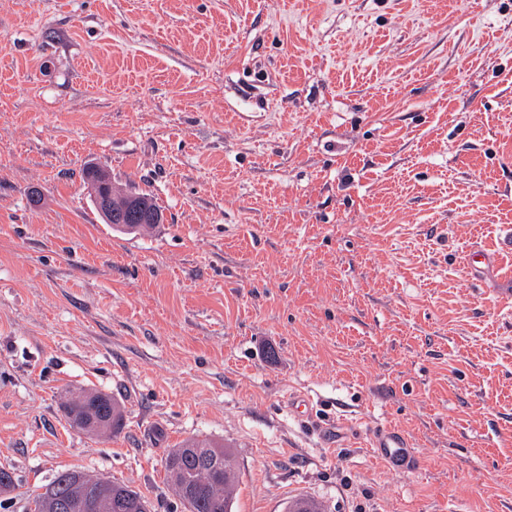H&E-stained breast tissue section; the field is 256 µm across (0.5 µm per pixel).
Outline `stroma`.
<instances>
[{
    "label": "stroma",
    "mask_w": 512,
    "mask_h": 512,
    "mask_svg": "<svg viewBox=\"0 0 512 512\" xmlns=\"http://www.w3.org/2000/svg\"><path fill=\"white\" fill-rule=\"evenodd\" d=\"M194 436L236 512H512V0H0V512L66 469L183 512ZM92 192V200L97 208V210L102 215H111L112 211V222H108L105 220L107 224H112L113 230H118L114 224H120L121 219L125 224H128L126 220V213L123 211L124 199L127 194H133L136 196L138 204L152 212V214L156 218V222L154 224H148L151 221V218L144 214L140 207L136 208V214L134 215L133 220L135 226H142L139 230L134 232H126V233H139L142 231H147L153 229L156 224H163L164 214L163 210L156 203L154 197L143 191H128V192H119L114 188V196L112 198V179L111 175L108 171L103 172L102 175H98V178L94 182H92L91 187ZM123 232V231H120ZM63 410L71 428L92 437L117 435L125 424L123 406L96 389L72 393L63 403ZM372 447L393 466L407 468L416 465V455L409 438L394 427H384L373 437ZM217 459L222 468L211 464ZM165 471L180 504L188 512H234L237 469L231 452L209 438H190L172 448Z\"/></svg>",
    "instance_id": "1"
}]
</instances>
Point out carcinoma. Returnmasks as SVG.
I'll use <instances>...</instances> for the list:
<instances>
[{
  "instance_id": "cac0c4a2",
  "label": "carcinoma",
  "mask_w": 512,
  "mask_h": 512,
  "mask_svg": "<svg viewBox=\"0 0 512 512\" xmlns=\"http://www.w3.org/2000/svg\"><path fill=\"white\" fill-rule=\"evenodd\" d=\"M132 194L141 207L152 212L156 223H163V210L151 194L136 190ZM63 410L71 428L92 437L117 435L125 424L123 406L110 394L96 389L71 394L63 403ZM165 471L186 512H234L238 474L224 444L209 438L187 439L170 451ZM79 478L89 482L94 475L76 469L58 472L44 491L29 500L32 512H47L48 505L65 498ZM112 487V512H152L151 502L129 485L114 481Z\"/></svg>"
}]
</instances>
